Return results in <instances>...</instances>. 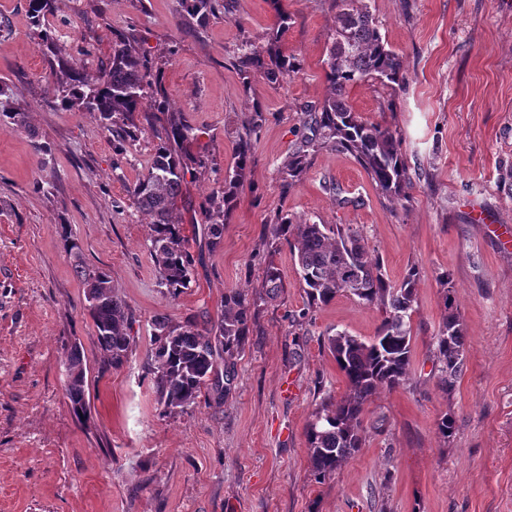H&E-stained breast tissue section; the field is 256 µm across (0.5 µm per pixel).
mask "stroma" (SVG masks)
I'll return each mask as SVG.
<instances>
[{"label":"stroma","mask_w":512,"mask_h":512,"mask_svg":"<svg viewBox=\"0 0 512 512\" xmlns=\"http://www.w3.org/2000/svg\"><path fill=\"white\" fill-rule=\"evenodd\" d=\"M227 3L189 31L181 0H56L39 28L28 0H0V83L28 121L0 127V512H512V249L503 245L512 234V0H370L409 79L355 86L349 101L398 133L412 183L401 204L350 154L327 148L282 186L280 169L327 94L334 0ZM276 33L295 73L279 85L244 83L239 56ZM121 38L153 59V86L195 134L177 210L195 267L176 298L159 284L148 223L127 193L152 163L163 114L145 102L138 140L116 154L96 113L64 105L53 73L64 58L98 74ZM257 108L267 122L213 250L199 206L233 170ZM35 133L50 145L47 159L33 149ZM280 214L363 230L391 283L419 271L408 379L370 398L362 448L322 483L305 430L325 396L346 391L327 339L370 340L383 312L341 295L299 319L306 295L290 248L265 243ZM63 224L129 306L133 343L121 367L99 368ZM270 265L283 280L271 299L262 288ZM442 271L466 336V369L449 391L430 347ZM235 290L257 306L229 393L163 413L147 356L154 316L214 320ZM74 340L87 369L83 419L60 364ZM445 414L456 421L446 440L436 431Z\"/></svg>","instance_id":"stroma-1"}]
</instances>
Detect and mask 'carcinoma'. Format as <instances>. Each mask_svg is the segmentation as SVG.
Listing matches in <instances>:
<instances>
[{
	"label": "carcinoma",
	"mask_w": 512,
	"mask_h": 512,
	"mask_svg": "<svg viewBox=\"0 0 512 512\" xmlns=\"http://www.w3.org/2000/svg\"><path fill=\"white\" fill-rule=\"evenodd\" d=\"M183 2L191 18L198 16L204 20L217 10L216 0ZM334 2L335 26L325 73L329 93L310 110L307 125L311 135L301 138L299 147L280 170L283 186H291L302 173L307 149L331 148L351 154L381 194L395 203L405 198L410 188L400 139L394 131L363 119L350 105L348 92L370 80L386 84L404 81L403 61L382 36L366 0ZM28 8L33 24L39 27L53 11L54 0H29ZM241 64L244 80L260 73L272 83L290 75L294 67L279 46L266 50L251 48L243 54ZM151 69V59L129 41L114 45L108 66L96 77L61 60L59 74L67 91L64 103L97 113L115 147L123 150L138 138L131 118L147 98ZM22 122L23 113L17 111L10 99L0 101L1 127ZM265 122V112L255 109L239 137L233 174L224 176L222 189L212 193L203 204L204 230L214 250L224 240V205L247 167L251 136ZM191 132L184 120L167 117L157 135L150 168L128 190L135 208L150 218L149 253L160 285L174 298L190 287L194 262L182 224L176 219L178 198L187 174L185 155L178 149L193 139ZM270 234L272 240L283 239L289 244L305 285L307 304L299 318H307L314 307L326 305L343 294L362 304L377 306L385 313L375 336L368 342L346 332L327 338L328 349L345 377L347 390L338 398H324L306 428L311 473L322 483L360 450L365 432L364 407L369 398L382 389L403 385L409 375L411 317L418 271L410 268L400 284L391 285L382 273L380 259L370 251L366 236L351 224L298 222L281 215L270 225ZM61 237L84 290L86 310L95 326L94 344L103 358L102 368H119L131 350L127 303L112 286L108 270L85 263L79 239L64 224ZM438 282L444 314L432 347L440 384L450 391L464 369L465 333L454 309L451 274H440ZM263 287L266 296L277 295L282 288L278 268H266ZM254 306L255 302L246 294L231 291L224 294V314L206 327L194 320L177 324L165 315L155 317L148 356L163 413L192 406L204 388L220 398L230 390L235 360L249 334ZM61 364L68 377L66 392L71 408L75 414H83L86 366L82 345L66 344Z\"/></svg>",
	"instance_id": "obj_1"
}]
</instances>
